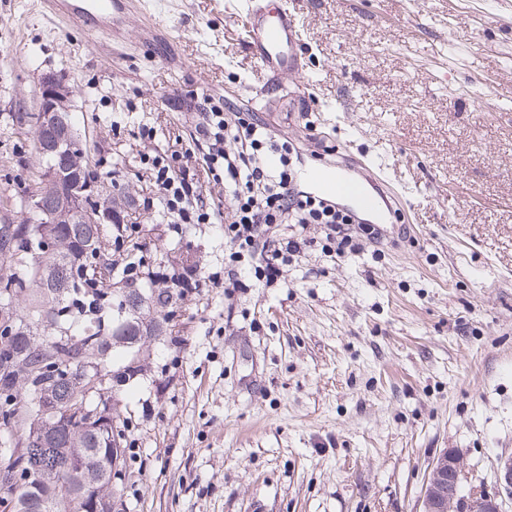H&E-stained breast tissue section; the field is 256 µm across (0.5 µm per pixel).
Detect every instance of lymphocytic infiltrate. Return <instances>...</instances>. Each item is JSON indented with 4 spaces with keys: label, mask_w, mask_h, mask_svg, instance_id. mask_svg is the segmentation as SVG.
I'll list each match as a JSON object with an SVG mask.
<instances>
[{
    "label": "lymphocytic infiltrate",
    "mask_w": 512,
    "mask_h": 512,
    "mask_svg": "<svg viewBox=\"0 0 512 512\" xmlns=\"http://www.w3.org/2000/svg\"><path fill=\"white\" fill-rule=\"evenodd\" d=\"M203 121L198 128L208 144L201 163L208 179L220 187L223 204L205 205L176 157L144 155L163 209L176 224H207L224 218V238L230 244L229 261L240 262L252 252L272 225L318 224L324 248L337 257L357 252L363 241H375L378 229L355 224L353 216L324 200L297 191L294 186L292 144L278 142L265 124L244 119L229 123L221 103L205 99L199 107ZM277 168H268L269 156Z\"/></svg>",
    "instance_id": "obj_1"
}]
</instances>
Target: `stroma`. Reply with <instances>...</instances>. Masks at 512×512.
I'll list each match as a JSON object with an SVG mask.
<instances>
[{
  "instance_id": "35a3bbf8",
  "label": "stroma",
  "mask_w": 512,
  "mask_h": 512,
  "mask_svg": "<svg viewBox=\"0 0 512 512\" xmlns=\"http://www.w3.org/2000/svg\"><path fill=\"white\" fill-rule=\"evenodd\" d=\"M227 0H146L95 43L34 0H0V194L39 165L11 116L43 73L77 89L91 165L111 173L165 273L227 272L223 224H175L144 153L207 178L204 97L264 122L299 164L376 159L401 193L381 241L339 260L319 226L280 280L183 296L175 341L123 394L125 512H419L431 464L500 488L512 455V17L496 0H294L303 74L265 90ZM150 137H143V130Z\"/></svg>"
}]
</instances>
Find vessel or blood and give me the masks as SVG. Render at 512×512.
Masks as SVG:
<instances>
[{
	"label": "vessel or blood",
	"instance_id": "1",
	"mask_svg": "<svg viewBox=\"0 0 512 512\" xmlns=\"http://www.w3.org/2000/svg\"><path fill=\"white\" fill-rule=\"evenodd\" d=\"M43 4L87 35L108 41L112 38L113 13L121 0H43ZM236 13L246 26L248 50L262 79L301 72L304 62L299 50V21L286 0L276 8L267 0H239ZM299 181L312 196L346 203L349 211L372 221L380 219L384 207L393 202L391 196L367 191L340 163L309 167L301 172Z\"/></svg>",
	"mask_w": 512,
	"mask_h": 512
}]
</instances>
